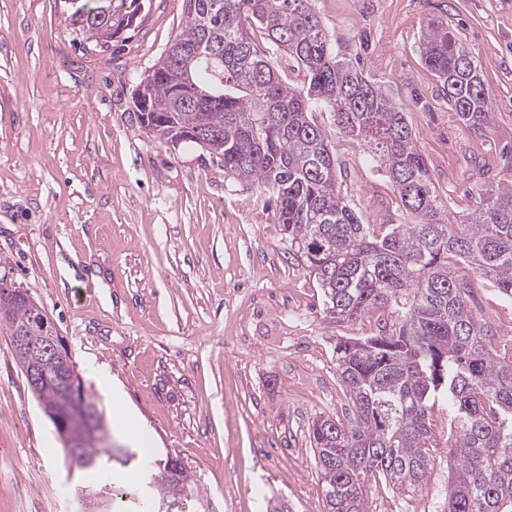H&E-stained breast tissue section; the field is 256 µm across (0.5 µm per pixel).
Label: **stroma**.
Returning <instances> with one entry per match:
<instances>
[{
  "mask_svg": "<svg viewBox=\"0 0 512 512\" xmlns=\"http://www.w3.org/2000/svg\"><path fill=\"white\" fill-rule=\"evenodd\" d=\"M131 28L97 43L64 0H0V277L53 318L83 392L113 420L135 410L155 460L179 457L191 512H321L307 435L319 415L347 420L339 337L366 336L326 316L275 207L226 177L205 150L173 149L140 125L132 101L179 33L183 0H139ZM334 49L386 81L452 217L480 188L512 181V0H313ZM477 63L493 126L450 111L420 41L428 22ZM341 188L369 224L402 204L357 141L318 114ZM469 305L512 341V299L466 264ZM0 512H70L91 485L64 450L0 329ZM448 457L422 490L371 486L369 512H444Z\"/></svg>",
  "mask_w": 512,
  "mask_h": 512,
  "instance_id": "obj_1",
  "label": "stroma"
}]
</instances>
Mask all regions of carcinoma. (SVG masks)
<instances>
[{
  "label": "carcinoma",
  "mask_w": 512,
  "mask_h": 512,
  "mask_svg": "<svg viewBox=\"0 0 512 512\" xmlns=\"http://www.w3.org/2000/svg\"><path fill=\"white\" fill-rule=\"evenodd\" d=\"M72 18L95 33L130 26L137 10L127 0H68ZM181 31L143 80L149 109H136L141 126L160 142L177 137L201 146L207 139L224 174L272 194L276 216L294 257L317 280L324 313L356 324L390 313L378 333L336 341V373L352 403L344 425L319 416L308 438L324 487V512H368L366 484L378 476L399 494L423 483L433 454H448V512H512V346L493 344L496 332L468 305L471 282L452 268L469 264L512 299V185L478 193L474 212L448 216L417 147L407 112L385 82L363 74L335 53L311 0H184ZM264 31L255 43L248 26ZM305 70L301 87L287 83L276 59ZM421 56L439 79L459 122L477 133L494 119L490 95L464 45L428 25ZM332 114L338 133L362 146L398 194L403 221L375 233L343 195L337 159L316 114ZM53 324L37 302L27 305L0 291V325L9 336L24 325ZM39 400L65 420L94 401L53 384ZM448 405L451 432L440 441L432 409ZM101 435H80L66 449L80 469L112 468V446ZM158 496L144 512H186V468L168 458L154 477ZM97 512H119L103 489L80 495Z\"/></svg>",
  "instance_id": "carcinoma-1"
}]
</instances>
